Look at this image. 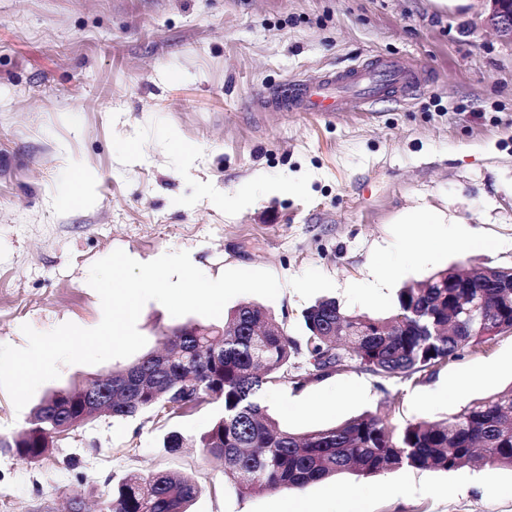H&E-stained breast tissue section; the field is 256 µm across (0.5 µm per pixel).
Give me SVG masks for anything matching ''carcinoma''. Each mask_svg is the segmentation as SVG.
<instances>
[{
  "mask_svg": "<svg viewBox=\"0 0 512 512\" xmlns=\"http://www.w3.org/2000/svg\"><path fill=\"white\" fill-rule=\"evenodd\" d=\"M478 305L490 319L480 324L464 310ZM306 335L296 340L285 325L250 303L227 313L216 330L185 324L165 336V354L140 366L112 371V417L162 408L182 414L203 403L222 412L196 440L251 493L302 490L351 471L374 477L397 469L451 471L476 459L512 469V389L481 399L440 421L393 425L365 412L305 434L285 430L263 404L265 390L288 378L301 357L316 377L340 367L341 353L381 377L433 375L466 350L489 346L512 332V268L473 272L459 264L399 289L387 318L346 312L323 300L303 314ZM89 380L45 397L24 434L0 438V450L33 462L50 455L59 427L94 420L85 411ZM198 494L188 478L128 475L112 487L104 512H187Z\"/></svg>",
  "mask_w": 512,
  "mask_h": 512,
  "instance_id": "1",
  "label": "carcinoma"
}]
</instances>
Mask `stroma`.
I'll return each mask as SVG.
<instances>
[{
  "mask_svg": "<svg viewBox=\"0 0 512 512\" xmlns=\"http://www.w3.org/2000/svg\"><path fill=\"white\" fill-rule=\"evenodd\" d=\"M484 18L482 0H0V344L25 347V324L97 326L89 270L117 249L140 262L184 250L211 278L269 271L276 299L231 303L263 307L296 338L321 299L387 317L399 288L437 270L512 267V45ZM373 54L418 64L427 89L333 117L260 107L308 70ZM172 134L193 147L192 164ZM258 171L306 191L259 189L254 204L228 208ZM420 208L434 223H408ZM206 322L150 301L137 329L149 353L162 334ZM125 365H61L20 410L0 389V437L27 428L51 391ZM288 374L264 402L293 433L367 411L395 425L439 420L512 388V332L421 380L350 359L316 378L294 358ZM220 411L102 416L37 463L0 451V491L10 512H68L75 500L97 512L127 474L177 472L200 486L189 512H512V469L489 465L244 492L203 449L163 446L167 432L198 436Z\"/></svg>",
  "mask_w": 512,
  "mask_h": 512,
  "instance_id": "1",
  "label": "stroma"
}]
</instances>
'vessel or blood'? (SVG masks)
I'll return each mask as SVG.
<instances>
[{"label":"vessel or blood","mask_w":512,"mask_h":512,"mask_svg":"<svg viewBox=\"0 0 512 512\" xmlns=\"http://www.w3.org/2000/svg\"><path fill=\"white\" fill-rule=\"evenodd\" d=\"M426 85L422 70L376 55L342 71L316 72L262 98L263 108L279 112H369L385 98L406 101Z\"/></svg>","instance_id":"obj_1"}]
</instances>
